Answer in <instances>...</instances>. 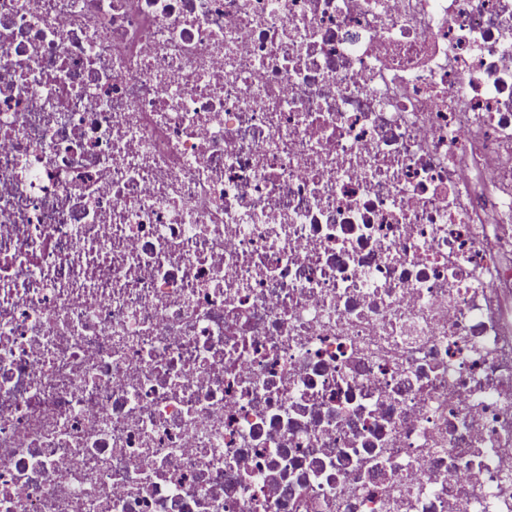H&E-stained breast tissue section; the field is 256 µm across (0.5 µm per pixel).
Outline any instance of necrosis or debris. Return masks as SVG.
I'll use <instances>...</instances> for the list:
<instances>
[{"label": "necrosis or debris", "mask_w": 512, "mask_h": 512, "mask_svg": "<svg viewBox=\"0 0 512 512\" xmlns=\"http://www.w3.org/2000/svg\"><path fill=\"white\" fill-rule=\"evenodd\" d=\"M0 512H512V0H0Z\"/></svg>", "instance_id": "necrosis-or-debris-1"}]
</instances>
